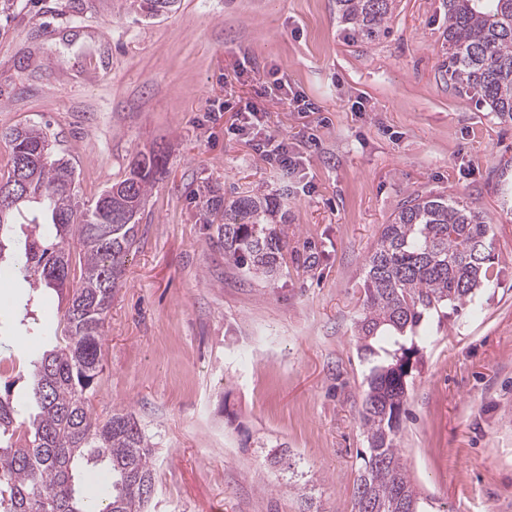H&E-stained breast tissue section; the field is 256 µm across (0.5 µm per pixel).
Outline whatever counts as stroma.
Here are the masks:
<instances>
[{"mask_svg":"<svg viewBox=\"0 0 512 512\" xmlns=\"http://www.w3.org/2000/svg\"><path fill=\"white\" fill-rule=\"evenodd\" d=\"M446 0H396L388 34L346 37L335 0H0V132L35 125L93 202L138 151L166 155L108 312L90 398L155 442L148 512H354L367 441L358 350L365 265L383 224L417 194L445 193L492 220L489 272L459 313L431 316L397 446L423 512H512V120L450 84ZM277 71L312 103L259 96ZM231 100L232 110L222 108ZM254 103L304 157L283 182L229 135ZM280 194L288 242L272 280L243 276L214 245L206 187ZM10 365L41 354L25 313L65 305L0 278ZM288 451L301 476L272 463Z\"/></svg>","mask_w":512,"mask_h":512,"instance_id":"obj_1","label":"stroma"}]
</instances>
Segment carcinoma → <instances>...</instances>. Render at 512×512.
Listing matches in <instances>:
<instances>
[{
	"mask_svg": "<svg viewBox=\"0 0 512 512\" xmlns=\"http://www.w3.org/2000/svg\"><path fill=\"white\" fill-rule=\"evenodd\" d=\"M394 0H336L347 36L371 43L388 32ZM448 77L474 90L490 111L512 120V0H448ZM8 141V183L19 160H28L29 193L0 201V270L58 294L71 273L70 245L79 252V286L68 294L63 328L50 324L34 335L47 343L31 360L22 401L0 394V512H94L81 477L96 468L104 477L101 512H146L154 491L152 443L134 417L115 413L105 422L89 402L103 370L104 322L122 285L127 253L137 242L141 215L163 156L138 152L129 173L114 182L126 205L101 193L87 206L78 200L74 170L36 126L0 135ZM35 202L50 218L31 219L23 245L8 252L16 213ZM224 207L217 240L224 259L254 276L274 278L287 242L269 225L278 209L262 194L212 197ZM490 220L443 193L416 195L384 225L365 275V301L357 332L368 364L361 424L367 451L354 480V512H417L396 439L407 378L420 364L421 326L431 313L473 300L493 280L485 265ZM35 413L19 420L21 409Z\"/></svg>",
	"mask_w": 512,
	"mask_h": 512,
	"instance_id": "1",
	"label": "carcinoma"
}]
</instances>
